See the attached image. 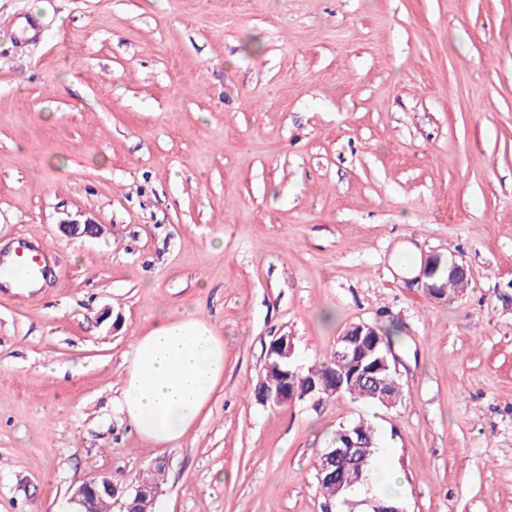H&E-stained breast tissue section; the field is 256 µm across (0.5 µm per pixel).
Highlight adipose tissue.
Instances as JSON below:
<instances>
[{
	"instance_id": "adipose-tissue-1",
	"label": "adipose tissue",
	"mask_w": 512,
	"mask_h": 512,
	"mask_svg": "<svg viewBox=\"0 0 512 512\" xmlns=\"http://www.w3.org/2000/svg\"><path fill=\"white\" fill-rule=\"evenodd\" d=\"M224 375V340L189 311L162 315L135 338L121 409L153 445L182 438L200 417Z\"/></svg>"
}]
</instances>
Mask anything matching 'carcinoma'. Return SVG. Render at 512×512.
I'll list each match as a JSON object with an SVG mask.
<instances>
[{
  "instance_id": "carcinoma-1",
  "label": "carcinoma",
  "mask_w": 512,
  "mask_h": 512,
  "mask_svg": "<svg viewBox=\"0 0 512 512\" xmlns=\"http://www.w3.org/2000/svg\"><path fill=\"white\" fill-rule=\"evenodd\" d=\"M359 363V353L353 351L351 347H346L345 343L340 342L336 344V347L331 351L326 361L314 363L305 369L297 370V384L303 386L312 380L319 382L323 379L329 380L334 378L337 384L341 385V393L354 399H360L379 406L381 405L379 399L367 392L366 383L356 374ZM286 369H288V364L285 360L275 354L269 355L265 362V384L270 385L278 383L282 371ZM346 430L354 431L358 436L370 442L371 447L369 448V455L366 464L363 466V471L360 472L355 468L345 467L340 470L338 477L335 479L327 478L326 473L323 472V457H318V483L327 497L336 501L344 500L345 491L347 489L365 480L378 453L375 431L370 424L362 419L352 421L346 425L343 424L336 430L333 442L336 444L343 442L342 433ZM161 484L162 471L159 470L154 474V491L141 495L138 499V505L135 506L137 512H153L154 492L161 489Z\"/></svg>"
}]
</instances>
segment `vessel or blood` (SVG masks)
<instances>
[{"label": "vessel or blood", "mask_w": 512, "mask_h": 512, "mask_svg": "<svg viewBox=\"0 0 512 512\" xmlns=\"http://www.w3.org/2000/svg\"><path fill=\"white\" fill-rule=\"evenodd\" d=\"M50 254L26 235L0 246V296L32 300L40 295Z\"/></svg>", "instance_id": "vessel-or-blood-1"}]
</instances>
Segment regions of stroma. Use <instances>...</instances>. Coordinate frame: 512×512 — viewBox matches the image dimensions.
Segmentation results:
<instances>
[{"mask_svg":"<svg viewBox=\"0 0 512 512\" xmlns=\"http://www.w3.org/2000/svg\"><path fill=\"white\" fill-rule=\"evenodd\" d=\"M20 233L56 263L0 298V512L155 466L154 512H339L317 453L360 418L405 512H512V0H0V244ZM430 256L469 288L413 285ZM175 310L223 337L224 380L151 446L123 380ZM360 322L398 333L394 407L257 402L272 339L307 367Z\"/></svg>","mask_w":512,"mask_h":512,"instance_id":"stroma-1","label":"stroma"}]
</instances>
